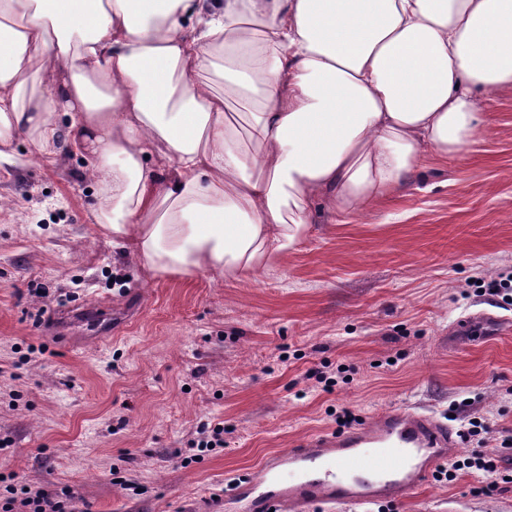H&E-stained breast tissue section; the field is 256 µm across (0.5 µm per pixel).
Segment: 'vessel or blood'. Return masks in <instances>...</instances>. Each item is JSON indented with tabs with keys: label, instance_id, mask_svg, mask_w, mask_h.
<instances>
[{
	"label": "vessel or blood",
	"instance_id": "1",
	"mask_svg": "<svg viewBox=\"0 0 512 512\" xmlns=\"http://www.w3.org/2000/svg\"><path fill=\"white\" fill-rule=\"evenodd\" d=\"M457 446L447 422L395 408L358 428L289 449L236 483L244 512H307L310 505L397 501L427 482Z\"/></svg>",
	"mask_w": 512,
	"mask_h": 512
}]
</instances>
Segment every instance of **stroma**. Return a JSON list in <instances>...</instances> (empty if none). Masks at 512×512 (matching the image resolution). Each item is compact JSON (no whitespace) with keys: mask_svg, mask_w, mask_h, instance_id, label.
I'll return each mask as SVG.
<instances>
[{"mask_svg":"<svg viewBox=\"0 0 512 512\" xmlns=\"http://www.w3.org/2000/svg\"><path fill=\"white\" fill-rule=\"evenodd\" d=\"M457 156L428 153L357 215L317 211L305 240L240 278L157 277L96 224L81 155L25 140L0 170V498L69 492L79 512H209L270 454L392 408L486 419L399 502L311 512H512V470L457 469L512 438V300L477 283L512 269V90L484 96ZM507 322L453 343L457 323ZM335 378L322 391L317 374ZM224 445L198 447L203 425Z\"/></svg>","mask_w":512,"mask_h":512,"instance_id":"1","label":"stroma"}]
</instances>
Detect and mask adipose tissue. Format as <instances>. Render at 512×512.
Returning a JSON list of instances; mask_svg holds the SVG:
<instances>
[{"instance_id":"1","label":"adipose tissue","mask_w":512,"mask_h":512,"mask_svg":"<svg viewBox=\"0 0 512 512\" xmlns=\"http://www.w3.org/2000/svg\"><path fill=\"white\" fill-rule=\"evenodd\" d=\"M218 67L247 118L202 78ZM505 88L512 0H0V166L20 138L85 156L96 222L154 276L269 266L312 202L387 197Z\"/></svg>"}]
</instances>
